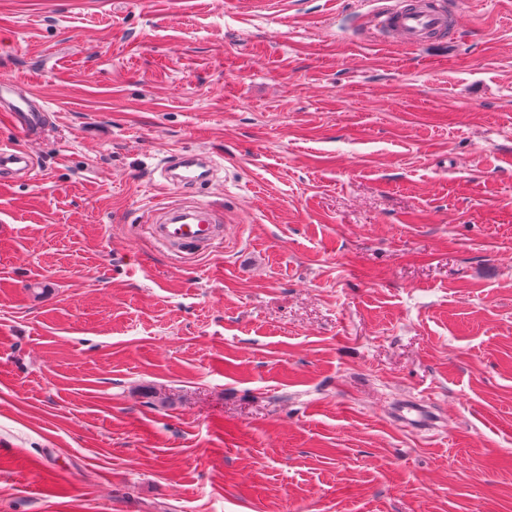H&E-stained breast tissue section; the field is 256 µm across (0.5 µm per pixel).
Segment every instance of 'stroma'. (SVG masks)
Masks as SVG:
<instances>
[{"label":"stroma","instance_id":"1","mask_svg":"<svg viewBox=\"0 0 512 512\" xmlns=\"http://www.w3.org/2000/svg\"><path fill=\"white\" fill-rule=\"evenodd\" d=\"M452 2L408 49L361 0H0L51 126L0 183V512H512V0ZM156 172L160 185L175 188L183 200L160 210L150 224L153 238L174 253L204 248L222 239L224 228L217 212L192 196L197 188L218 182L215 160L210 155L200 158L196 153L186 152L175 160L159 163Z\"/></svg>","mask_w":512,"mask_h":512}]
</instances>
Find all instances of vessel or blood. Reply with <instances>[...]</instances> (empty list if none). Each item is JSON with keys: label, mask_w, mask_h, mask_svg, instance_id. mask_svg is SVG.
I'll return each instance as SVG.
<instances>
[{"label": "vessel or blood", "mask_w": 512, "mask_h": 512, "mask_svg": "<svg viewBox=\"0 0 512 512\" xmlns=\"http://www.w3.org/2000/svg\"><path fill=\"white\" fill-rule=\"evenodd\" d=\"M378 26L396 33L403 46L416 49L446 42L448 15L431 0H371ZM47 107L38 98L21 94L13 81H0V121L27 135L41 129ZM36 157L18 144L0 142V174L30 176ZM157 173L163 188L178 190L181 202L166 206L157 214L150 229L153 238L166 250L182 253L207 247L221 239L224 228L217 212L193 197L194 191L217 181V164L212 157L186 152L175 160L159 163Z\"/></svg>", "instance_id": "b4317fda"}]
</instances>
